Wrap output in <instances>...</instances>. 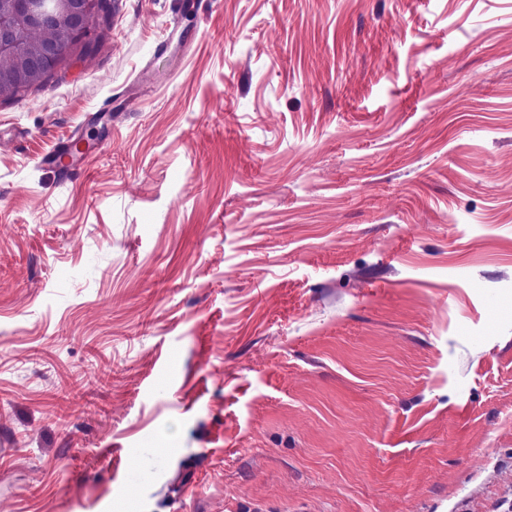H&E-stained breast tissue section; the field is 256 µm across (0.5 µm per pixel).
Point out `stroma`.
<instances>
[{"label":"stroma","mask_w":512,"mask_h":512,"mask_svg":"<svg viewBox=\"0 0 512 512\" xmlns=\"http://www.w3.org/2000/svg\"><path fill=\"white\" fill-rule=\"evenodd\" d=\"M510 494L512 0H112L0 93V512ZM89 150V147L83 148L82 141L68 140L58 142L51 151L46 153L40 165L66 180H71L72 175H78L81 172L82 154Z\"/></svg>","instance_id":"1"}]
</instances>
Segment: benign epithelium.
Wrapping results in <instances>:
<instances>
[{"instance_id":"obj_1","label":"benign epithelium","mask_w":512,"mask_h":512,"mask_svg":"<svg viewBox=\"0 0 512 512\" xmlns=\"http://www.w3.org/2000/svg\"><path fill=\"white\" fill-rule=\"evenodd\" d=\"M107 0H57L52 9L35 10L31 0H0V60L21 65L0 75L16 94L65 69L83 45L100 31Z\"/></svg>"}]
</instances>
